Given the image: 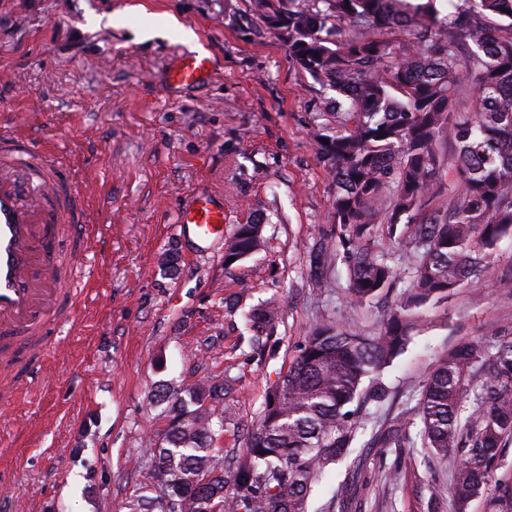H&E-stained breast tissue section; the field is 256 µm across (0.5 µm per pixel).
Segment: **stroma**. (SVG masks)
I'll return each instance as SVG.
<instances>
[{
  "mask_svg": "<svg viewBox=\"0 0 512 512\" xmlns=\"http://www.w3.org/2000/svg\"><path fill=\"white\" fill-rule=\"evenodd\" d=\"M186 51L211 55V80L168 86ZM329 96L248 0H0V110L61 150L96 214L92 298L33 387L0 412V489L19 512H125L165 426L150 400L157 386L236 377L235 422L216 446L239 450L316 320L372 328L379 306H349L344 266L325 292L308 287L306 253L331 231L333 198L308 123ZM210 191L222 194L225 233L267 218L265 250L228 268L223 239L180 229L178 213ZM511 269L507 238L480 288L426 313L383 374L389 401L367 405L366 430L411 411L436 353L512 325V294L495 286ZM273 295L281 315L256 354L239 344L244 315ZM355 454L344 512H419V481L448 488L457 462L429 469L404 456L395 483L391 458L361 445Z\"/></svg>",
  "mask_w": 512,
  "mask_h": 512,
  "instance_id": "1",
  "label": "stroma"
}]
</instances>
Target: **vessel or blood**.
I'll use <instances>...</instances> for the list:
<instances>
[{"mask_svg":"<svg viewBox=\"0 0 512 512\" xmlns=\"http://www.w3.org/2000/svg\"><path fill=\"white\" fill-rule=\"evenodd\" d=\"M213 74L209 56L192 53L169 71L172 86L200 84ZM14 122L0 126V395L13 398L27 385L12 375L22 342L52 349L72 325L78 304L89 295L84 257L89 210L82 193L55 199L57 182L46 171L48 143ZM179 224L197 240L224 231V207L214 194L192 199Z\"/></svg>","mask_w":512,"mask_h":512,"instance_id":"1","label":"vessel or blood"}]
</instances>
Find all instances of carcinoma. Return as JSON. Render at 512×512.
<instances>
[{
	"instance_id": "1",
	"label": "carcinoma",
	"mask_w": 512,
	"mask_h": 512,
	"mask_svg": "<svg viewBox=\"0 0 512 512\" xmlns=\"http://www.w3.org/2000/svg\"><path fill=\"white\" fill-rule=\"evenodd\" d=\"M250 0L263 25L288 44L293 66L335 96L310 124L334 185L331 239L309 251L311 286L330 287L341 259L347 298L363 306L396 288L393 256L412 279L372 330L331 319L306 332L288 370L267 390L245 448L224 464L214 442L233 420L236 379L198 382L182 392L162 385L167 427L148 449L146 481L127 512H309L314 489L346 459L364 429L366 402L383 403L384 370L402 355L424 311L448 303L512 237V0ZM346 22V27L338 25ZM410 36L399 50L392 35ZM328 143H323V140ZM456 173L448 200L442 174ZM265 224H239L224 266L266 244ZM281 300L251 309L253 324L273 322ZM439 355L415 405L419 432L384 424L370 445L382 456L417 448L424 465L459 454L448 498L469 512H512V475L498 477L512 447V327ZM224 396V415L207 401ZM352 496L341 481L322 512ZM442 496L422 486L426 512Z\"/></svg>"
}]
</instances>
